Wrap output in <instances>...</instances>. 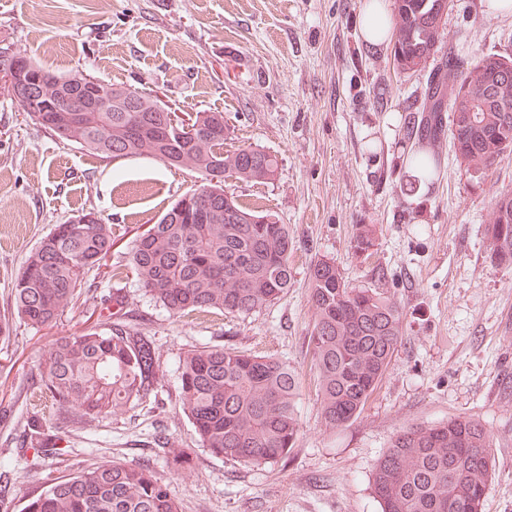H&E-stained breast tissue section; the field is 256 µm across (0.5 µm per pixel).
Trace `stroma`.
<instances>
[{"mask_svg": "<svg viewBox=\"0 0 512 512\" xmlns=\"http://www.w3.org/2000/svg\"><path fill=\"white\" fill-rule=\"evenodd\" d=\"M364 2L0 0V44L58 75L144 86L179 113L223 111L228 145L278 160L274 179H230L227 191L273 213L294 239L290 287L248 315L172 316L126 280L133 317L159 351L158 401L66 428L61 456L40 466L11 444L32 412L51 414L49 399L33 394L38 351L99 317L84 295L54 326L14 324L0 341V456L12 488L0 512H24L45 476L112 458L152 461L180 512H381L371 474L396 434L454 417L479 421L492 436L483 512H512V267L491 263L485 243L495 196L512 191V152L479 181L444 147L439 176L404 192V131L428 73L396 71L391 41L365 43ZM451 50L512 53V10L449 0L438 52ZM201 182L197 171L150 156L112 159L63 143L0 90V315L26 256L56 225L81 210L111 224L112 250L86 276L104 291L132 240ZM358 224L377 229L365 254L351 247ZM323 259L403 310L385 375L360 414L334 429L321 418L308 350L310 273ZM216 346L272 355L295 370L301 432L288 457L247 466L196 446L178 361L185 350ZM161 429L192 451L179 472L152 442Z\"/></svg>", "mask_w": 512, "mask_h": 512, "instance_id": "stroma-1", "label": "stroma"}]
</instances>
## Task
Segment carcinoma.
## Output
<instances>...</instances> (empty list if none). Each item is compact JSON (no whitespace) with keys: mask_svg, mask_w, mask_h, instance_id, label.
<instances>
[{"mask_svg":"<svg viewBox=\"0 0 512 512\" xmlns=\"http://www.w3.org/2000/svg\"><path fill=\"white\" fill-rule=\"evenodd\" d=\"M448 0H393V61L401 73L426 68L442 36L439 18ZM40 74V102L65 103L64 77L31 60ZM91 112H57L72 128V142L110 157L151 155L169 168L195 169L205 196L204 214L188 222L168 210L138 235L128 263L112 277L133 275L139 287L174 316L220 310L249 314L277 300L292 278L293 239L275 215L240 205L226 180L264 182L278 162L251 146L224 149L229 128L218 110L197 112L169 125L172 109L135 85H102ZM451 111L450 121L444 112ZM405 138L417 145L406 163L428 181L444 141L466 172L482 177L512 151V55L467 60L454 52L431 68L419 111ZM217 169L224 176L212 182ZM81 212L59 224L25 258L11 289L14 315L34 329L57 323L87 289L85 275L112 248L105 219L81 223ZM376 228L358 224L353 249L374 246ZM492 263L512 266V192L495 199L486 227ZM314 323L309 336L321 411L329 428L341 426L364 406L381 381L402 336L398 304L375 288L348 283L336 263L319 261L310 275ZM124 288L101 298L105 327L56 337L38 354L37 389L49 394L55 424L28 423L16 447L37 456L56 452L59 432L94 421L154 395L159 354L150 337L128 319ZM179 392L199 445L216 456L261 465L288 455L300 434L295 371L276 357L233 348H203L179 357ZM166 463L179 470L191 449L160 436ZM493 475L491 440L471 419L401 430L377 460L372 489L381 512H483ZM25 512H179L169 485L148 463L109 460L64 478H50L28 499Z\"/></svg>","mask_w":512,"mask_h":512,"instance_id":"obj_1","label":"carcinoma"}]
</instances>
